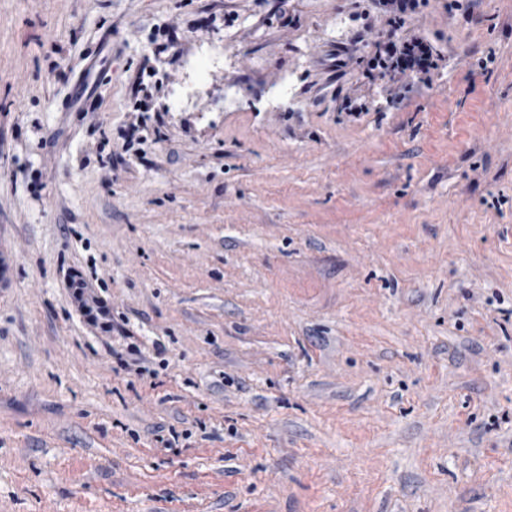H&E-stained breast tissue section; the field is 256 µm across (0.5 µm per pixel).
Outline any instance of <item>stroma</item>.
Segmentation results:
<instances>
[{
  "instance_id": "35a3bbf8",
  "label": "stroma",
  "mask_w": 512,
  "mask_h": 512,
  "mask_svg": "<svg viewBox=\"0 0 512 512\" xmlns=\"http://www.w3.org/2000/svg\"><path fill=\"white\" fill-rule=\"evenodd\" d=\"M391 22L0 0V512H512V0ZM385 56L382 53L375 57L376 65L380 67H390L393 69L417 68L420 71H426L429 67V50L425 44L418 40L404 42L402 47L386 48Z\"/></svg>"
}]
</instances>
